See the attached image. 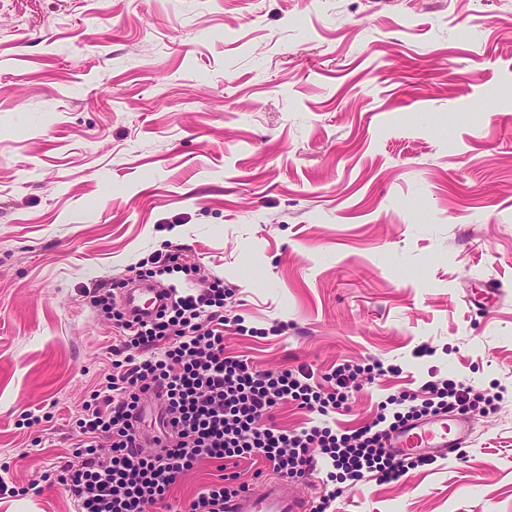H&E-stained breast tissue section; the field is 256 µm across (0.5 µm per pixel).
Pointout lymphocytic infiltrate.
Returning <instances> with one entry per match:
<instances>
[{
  "instance_id": "f902f5d3",
  "label": "lymphocytic infiltrate",
  "mask_w": 512,
  "mask_h": 512,
  "mask_svg": "<svg viewBox=\"0 0 512 512\" xmlns=\"http://www.w3.org/2000/svg\"><path fill=\"white\" fill-rule=\"evenodd\" d=\"M229 295L217 280L205 290L187 288L172 296L150 321L133 322L115 312L119 338L110 348L112 369L76 421L73 459L44 475L46 482L69 489L76 512H146L150 506L170 512L177 479L203 461L217 463L220 475L183 502L181 512H225L227 501L250 488L234 470L247 457L261 459L284 479L300 480L325 468L337 486L313 512H329L343 484L368 478L389 483L434 464L431 456L397 457L386 446L390 431L439 414L497 409L493 396L446 378L427 381L418 405L406 394L388 397L374 423L365 426L278 429L270 419L280 404L327 416L346 408L358 374L381 376L385 369L377 361L336 364L324 375L332 386L326 394L315 385L311 368L259 370L247 358L225 355ZM149 403L158 426L151 435L140 428Z\"/></svg>"
}]
</instances>
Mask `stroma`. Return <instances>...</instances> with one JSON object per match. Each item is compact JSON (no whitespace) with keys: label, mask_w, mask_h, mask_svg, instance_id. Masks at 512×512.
<instances>
[{"label":"stroma","mask_w":512,"mask_h":512,"mask_svg":"<svg viewBox=\"0 0 512 512\" xmlns=\"http://www.w3.org/2000/svg\"><path fill=\"white\" fill-rule=\"evenodd\" d=\"M170 244L261 330L225 354L401 367L336 426L449 376L502 394L463 454L335 512H512V0H0V463L28 490L0 512H74L43 474L115 342L90 291Z\"/></svg>","instance_id":"35a3bbf8"}]
</instances>
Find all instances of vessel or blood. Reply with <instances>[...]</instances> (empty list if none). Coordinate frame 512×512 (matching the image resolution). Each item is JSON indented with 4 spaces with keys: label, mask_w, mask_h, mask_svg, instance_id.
Returning a JSON list of instances; mask_svg holds the SVG:
<instances>
[{
    "label": "vessel or blood",
    "mask_w": 512,
    "mask_h": 512,
    "mask_svg": "<svg viewBox=\"0 0 512 512\" xmlns=\"http://www.w3.org/2000/svg\"><path fill=\"white\" fill-rule=\"evenodd\" d=\"M156 294V288L150 285L127 289L122 299L127 316L141 317L143 310L152 306ZM469 435L468 425L449 414L400 430L393 438V446L404 456L428 451L437 457L448 458L460 453ZM225 508L227 512H311L304 488L286 487L283 480L273 475L265 478L259 489L228 501Z\"/></svg>",
    "instance_id": "vessel-or-blood-1"
}]
</instances>
